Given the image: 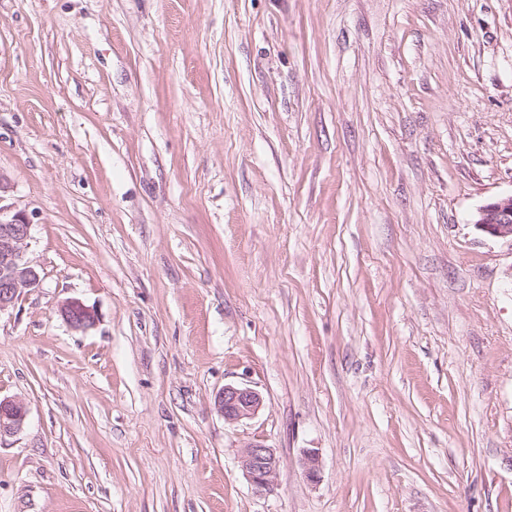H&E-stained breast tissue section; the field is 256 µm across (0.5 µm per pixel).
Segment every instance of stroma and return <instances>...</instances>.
<instances>
[{"label":"stroma","mask_w":512,"mask_h":512,"mask_svg":"<svg viewBox=\"0 0 512 512\" xmlns=\"http://www.w3.org/2000/svg\"><path fill=\"white\" fill-rule=\"evenodd\" d=\"M509 194L512 0H0V512H512ZM472 224L488 236L512 241V194L491 199L480 206ZM1 202L0 199V313L13 308L41 283L38 270L26 258L32 224L23 212H12ZM58 313L74 331H86L93 327L97 320L95 311L77 299H68L62 302ZM262 404V396L257 390L242 385H224L215 398V405L224 420L232 423L255 415ZM27 418L28 408L22 399H0V440L23 431ZM240 463L254 494L264 496L274 491L279 460L272 448L260 443L243 448Z\"/></svg>","instance_id":"1"}]
</instances>
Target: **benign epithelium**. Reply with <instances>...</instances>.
I'll return each instance as SVG.
<instances>
[{
  "instance_id": "obj_1",
  "label": "benign epithelium",
  "mask_w": 512,
  "mask_h": 512,
  "mask_svg": "<svg viewBox=\"0 0 512 512\" xmlns=\"http://www.w3.org/2000/svg\"><path fill=\"white\" fill-rule=\"evenodd\" d=\"M472 224L482 233L512 240V194L494 198L480 206ZM32 224L20 211L0 205V313L15 306L26 293L40 286L38 270L26 258ZM62 320L74 331H86L96 323L95 311L78 299H68L58 308ZM263 404L261 394L248 386L228 384L218 393L215 405L227 422L255 415ZM28 418L26 403L20 398L0 399V440L19 434ZM240 463L254 494L264 496L277 486L279 460L273 449L260 443L242 449ZM321 458L318 449L303 453L305 477L319 479Z\"/></svg>"
}]
</instances>
